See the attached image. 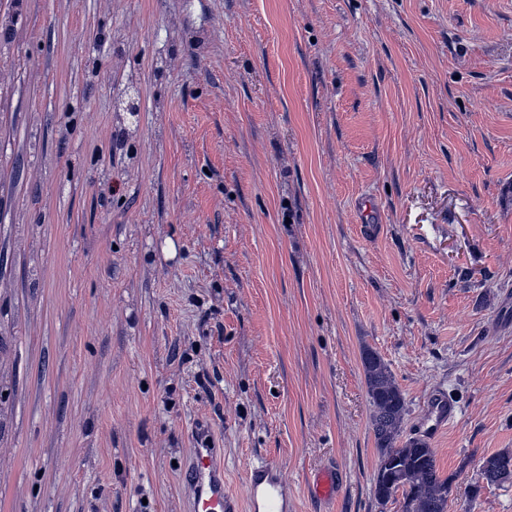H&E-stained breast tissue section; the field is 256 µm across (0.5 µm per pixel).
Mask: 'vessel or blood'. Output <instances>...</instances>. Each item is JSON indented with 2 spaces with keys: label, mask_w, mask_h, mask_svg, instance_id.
Returning a JSON list of instances; mask_svg holds the SVG:
<instances>
[{
  "label": "vessel or blood",
  "mask_w": 512,
  "mask_h": 512,
  "mask_svg": "<svg viewBox=\"0 0 512 512\" xmlns=\"http://www.w3.org/2000/svg\"><path fill=\"white\" fill-rule=\"evenodd\" d=\"M431 429L438 430L456 416L455 405L446 398L431 396L425 408ZM185 496L188 512H289L290 499L280 467L272 462L247 465L246 503L224 489V465L220 452L205 429L195 432V448L186 462ZM312 493L320 500L336 496V473L325 469L315 474Z\"/></svg>",
  "instance_id": "b4317fda"
}]
</instances>
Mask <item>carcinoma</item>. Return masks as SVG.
I'll return each instance as SVG.
<instances>
[{
    "instance_id": "carcinoma-1",
    "label": "carcinoma",
    "mask_w": 512,
    "mask_h": 512,
    "mask_svg": "<svg viewBox=\"0 0 512 512\" xmlns=\"http://www.w3.org/2000/svg\"><path fill=\"white\" fill-rule=\"evenodd\" d=\"M362 364L373 405L371 427L378 459H396L394 472H375L374 499L381 506L397 501L400 512H447L453 478L440 474L435 452L427 443L419 439L400 442L405 400L381 356L367 348L362 352ZM481 476L494 484L512 483V452L484 458Z\"/></svg>"
}]
</instances>
